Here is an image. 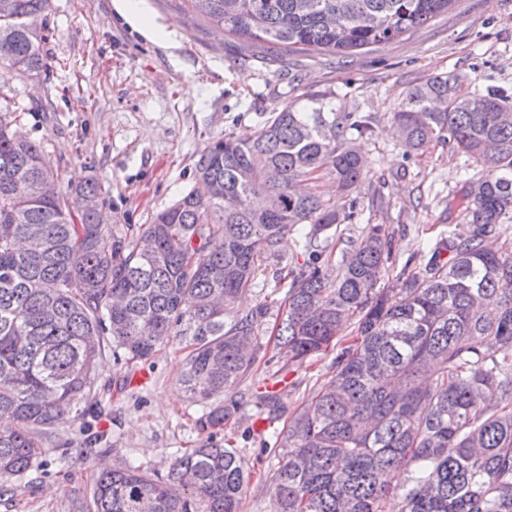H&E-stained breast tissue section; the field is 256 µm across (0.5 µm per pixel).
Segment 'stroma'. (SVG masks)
<instances>
[{"instance_id":"1","label":"stroma","mask_w":512,"mask_h":512,"mask_svg":"<svg viewBox=\"0 0 512 512\" xmlns=\"http://www.w3.org/2000/svg\"><path fill=\"white\" fill-rule=\"evenodd\" d=\"M115 0H51L47 66L24 77L0 78V95L23 110L29 137L58 174L61 192L87 182L101 188L109 224L138 232L191 187L203 149L230 136L250 137L259 125L306 92L329 94L337 111L370 116L367 165L351 220L339 225L327 252L339 258L366 225H385L397 274L407 259L424 263L464 216L448 201L486 169L445 142L406 154L392 114L410 85L437 75L462 77L463 91L502 92L512 99V0H453L433 21L395 40L342 57L312 49L277 55L264 46L212 34L180 0H142L143 10L172 30L171 43L144 38L117 15ZM286 285L273 280L241 300L242 309L268 306L259 337L270 345L284 312ZM186 350L178 340L153 358L129 364L100 359L95 377L101 414L64 426L48 441V466L14 480V497L0 512H74L101 464L130 460L165 474L178 457L206 440L197 420L204 407L180 382ZM325 353L303 365L259 367L239 387L241 408L215 440L240 449L252 478L239 512H271V472L277 449H263L253 422L270 376L296 413L333 371ZM107 440L86 447V426ZM69 449L68 464L56 463Z\"/></svg>"}]
</instances>
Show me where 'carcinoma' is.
Segmentation results:
<instances>
[{"mask_svg": "<svg viewBox=\"0 0 512 512\" xmlns=\"http://www.w3.org/2000/svg\"><path fill=\"white\" fill-rule=\"evenodd\" d=\"M51 0H0V77L46 67ZM215 32L275 54H332L389 42L436 18L452 0H181ZM409 154L443 141L487 168L449 202L465 224L426 264L381 287L389 233L369 224L324 272L320 239L354 215L310 181L324 173L357 191L358 140L371 119L307 93L247 140L207 146L195 186L137 235L106 223L100 187L79 189L73 212L19 108L0 100V499L10 480L43 465L44 441L96 410L95 368L111 355L151 358L185 341L181 383L209 403L207 443L164 477L126 461L104 467L78 512H238L249 467L213 441L238 413L235 390L262 359L268 308L237 309L292 231L308 252L292 276L277 355L304 362L356 336L335 375L288 426L273 394L260 396L282 450L270 476L272 512H512V252L497 226L512 210V107L464 92L454 75L410 87L393 113ZM448 257H443V252ZM404 471L401 483L393 475Z\"/></svg>", "mask_w": 512, "mask_h": 512, "instance_id": "1", "label": "carcinoma"}]
</instances>
